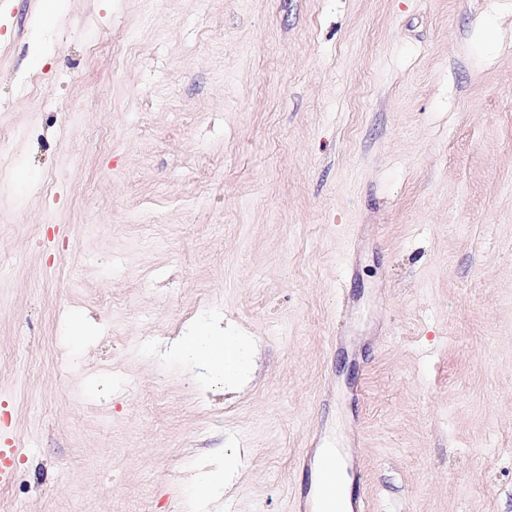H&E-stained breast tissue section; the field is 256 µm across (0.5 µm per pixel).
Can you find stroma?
I'll return each mask as SVG.
<instances>
[{
    "label": "stroma",
    "mask_w": 512,
    "mask_h": 512,
    "mask_svg": "<svg viewBox=\"0 0 512 512\" xmlns=\"http://www.w3.org/2000/svg\"><path fill=\"white\" fill-rule=\"evenodd\" d=\"M0 126V512L353 446L367 512H512V0H0ZM171 352L183 359L198 362L224 382L234 384L246 373L248 349L238 336H226L224 329L212 326L182 336L171 345Z\"/></svg>",
    "instance_id": "1"
}]
</instances>
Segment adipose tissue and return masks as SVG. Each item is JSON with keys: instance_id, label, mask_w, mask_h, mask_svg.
Returning a JSON list of instances; mask_svg holds the SVG:
<instances>
[{"instance_id": "ef3b65f1", "label": "adipose tissue", "mask_w": 512, "mask_h": 512, "mask_svg": "<svg viewBox=\"0 0 512 512\" xmlns=\"http://www.w3.org/2000/svg\"><path fill=\"white\" fill-rule=\"evenodd\" d=\"M173 354L202 364L216 374L222 375L225 383H236L246 373L249 354L239 337L225 335L223 329L213 326L195 330L180 337L171 345ZM319 468L333 467L336 482L332 487H318V496H331L336 512H349L351 508L352 480L348 473V460L340 452L324 451ZM236 465L221 459L196 478L194 512H204L206 504L221 495Z\"/></svg>"}]
</instances>
